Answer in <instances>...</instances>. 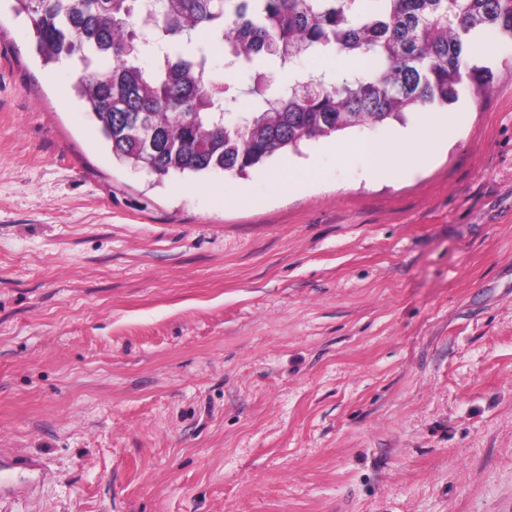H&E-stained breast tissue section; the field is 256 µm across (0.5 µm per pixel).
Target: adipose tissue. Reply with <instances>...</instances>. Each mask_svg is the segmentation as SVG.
<instances>
[{
	"label": "adipose tissue",
	"mask_w": 512,
	"mask_h": 512,
	"mask_svg": "<svg viewBox=\"0 0 512 512\" xmlns=\"http://www.w3.org/2000/svg\"><path fill=\"white\" fill-rule=\"evenodd\" d=\"M449 126L445 123L417 124L416 126L399 130L386 149L370 148V163L366 168L367 177L374 178L388 171L395 158H402L404 163L413 167L426 165L447 140ZM423 140L428 149L425 153L415 155L409 153L410 142Z\"/></svg>",
	"instance_id": "adipose-tissue-1"
}]
</instances>
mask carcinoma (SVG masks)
<instances>
[{
	"mask_svg": "<svg viewBox=\"0 0 512 512\" xmlns=\"http://www.w3.org/2000/svg\"><path fill=\"white\" fill-rule=\"evenodd\" d=\"M44 64L75 61L71 90L112 159L171 174H243L306 141L491 89L473 37H512V0H14ZM205 34L206 39L199 38ZM238 81L215 73L211 58ZM342 54L334 81L269 68ZM249 112H233L242 99Z\"/></svg>",
	"mask_w": 512,
	"mask_h": 512,
	"instance_id": "1",
	"label": "carcinoma"
}]
</instances>
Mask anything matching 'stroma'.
<instances>
[{"mask_svg": "<svg viewBox=\"0 0 512 512\" xmlns=\"http://www.w3.org/2000/svg\"><path fill=\"white\" fill-rule=\"evenodd\" d=\"M429 108L244 175L113 162L0 0V512H512V40ZM317 158L293 195L274 181ZM449 126L447 122L437 124L419 123L416 126L399 130L393 136L389 146L381 150L377 147L360 145L368 149L371 159L366 168V176L375 178L389 170L394 159L400 156L404 163L413 167L426 165L448 139ZM421 138L428 146V150L419 155L408 153L409 143ZM15 469H22L31 474L39 475L41 464L35 459L19 460L12 456H0V494L3 495L9 490V472Z\"/></svg>", "mask_w": 512, "mask_h": 512, "instance_id": "35a3bbf8", "label": "stroma"}]
</instances>
